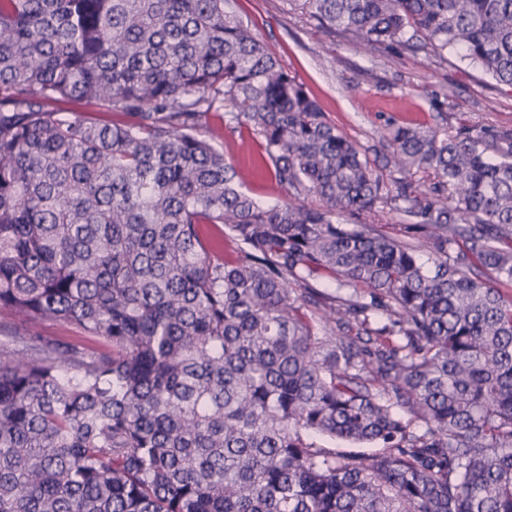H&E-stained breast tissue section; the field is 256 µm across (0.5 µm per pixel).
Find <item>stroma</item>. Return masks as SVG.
Wrapping results in <instances>:
<instances>
[{"label":"stroma","instance_id":"obj_1","mask_svg":"<svg viewBox=\"0 0 512 512\" xmlns=\"http://www.w3.org/2000/svg\"><path fill=\"white\" fill-rule=\"evenodd\" d=\"M231 8L288 72L304 83L326 120L356 142L375 163L384 183L397 179L386 164L388 137L401 124L512 128V88L497 84L456 51L437 58L388 48L361 49L331 36L285 0H231ZM260 136L225 131L217 141L238 172L243 191L268 204L287 195L267 169L252 164Z\"/></svg>","mask_w":512,"mask_h":512}]
</instances>
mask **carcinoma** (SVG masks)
I'll return each mask as SVG.
<instances>
[{
	"mask_svg": "<svg viewBox=\"0 0 512 512\" xmlns=\"http://www.w3.org/2000/svg\"><path fill=\"white\" fill-rule=\"evenodd\" d=\"M287 2L512 87V0ZM225 5L0 0V512H512V129L398 125L388 187ZM243 137L238 131L224 128V141H216V147L224 151V157L238 172L237 183L243 191L264 203L275 204L287 200L267 169L258 167L251 158L263 152L260 136L243 131Z\"/></svg>",
	"mask_w": 512,
	"mask_h": 512,
	"instance_id": "carcinoma-1",
	"label": "carcinoma"
}]
</instances>
